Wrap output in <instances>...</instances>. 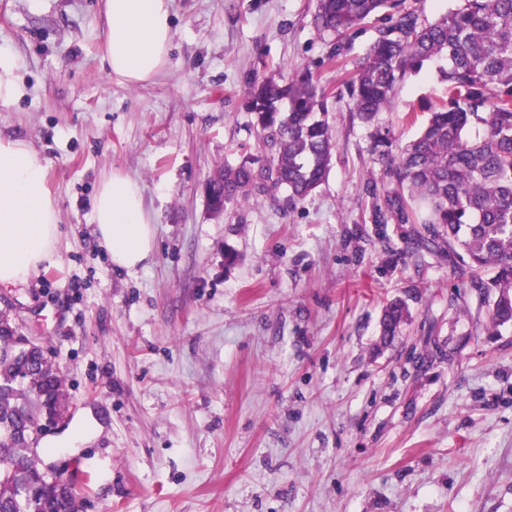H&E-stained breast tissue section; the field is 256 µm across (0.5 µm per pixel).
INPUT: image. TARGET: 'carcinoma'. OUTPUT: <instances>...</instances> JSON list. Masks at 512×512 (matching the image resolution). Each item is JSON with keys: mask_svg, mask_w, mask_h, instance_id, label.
<instances>
[{"mask_svg": "<svg viewBox=\"0 0 512 512\" xmlns=\"http://www.w3.org/2000/svg\"><path fill=\"white\" fill-rule=\"evenodd\" d=\"M374 19L384 24L350 80L353 110L366 123L393 106L400 83L424 66L439 68L447 99L430 110L420 132L373 186L375 226L409 224L403 251L421 258L465 254L468 287L499 290L496 325L512 321V0H456L432 22L405 0H317L314 24L342 39ZM266 165L224 167L214 186L224 203L285 189L301 201L325 179L334 141L325 119L328 92L307 72L284 81L256 79L246 91ZM495 270L490 281L480 272ZM406 314L389 302L380 326L393 340ZM65 379L42 347L28 348L9 314L0 312V512H78L58 492L66 480L48 473L18 431L69 406Z\"/></svg>", "mask_w": 512, "mask_h": 512, "instance_id": "1", "label": "carcinoma"}]
</instances>
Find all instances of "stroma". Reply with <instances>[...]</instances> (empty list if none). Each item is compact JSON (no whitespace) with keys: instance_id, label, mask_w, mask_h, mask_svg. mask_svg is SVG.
Returning <instances> with one entry per match:
<instances>
[{"instance_id":"35a3bbf8","label":"stroma","mask_w":512,"mask_h":512,"mask_svg":"<svg viewBox=\"0 0 512 512\" xmlns=\"http://www.w3.org/2000/svg\"><path fill=\"white\" fill-rule=\"evenodd\" d=\"M104 0H0V48L21 95L0 136L48 165L60 208L56 260L0 311L52 348L71 398L41 451L84 461L85 512H512V323L497 290L462 263L403 254L406 227L369 221L368 185L444 93L437 64L405 77L392 110L364 123L344 84L371 26L330 63L316 0H171L173 39L156 80L128 86L102 61ZM311 71L329 92L335 147L301 201L278 190L212 217V171L265 157L244 91L254 63ZM119 169L154 220L150 265L112 268L91 201ZM235 252L227 262L226 252ZM408 316L380 340L388 300Z\"/></svg>"}]
</instances>
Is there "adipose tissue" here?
I'll use <instances>...</instances> for the list:
<instances>
[{
    "mask_svg": "<svg viewBox=\"0 0 512 512\" xmlns=\"http://www.w3.org/2000/svg\"><path fill=\"white\" fill-rule=\"evenodd\" d=\"M103 60L109 75L131 84L154 79L171 50L169 0H104ZM91 222L116 268L133 274L154 253L152 218L139 182L116 171L99 185ZM61 235L47 165L21 139L0 137V287L27 284L52 261Z\"/></svg>",
    "mask_w": 512,
    "mask_h": 512,
    "instance_id": "ef3b65f1",
    "label": "adipose tissue"
}]
</instances>
